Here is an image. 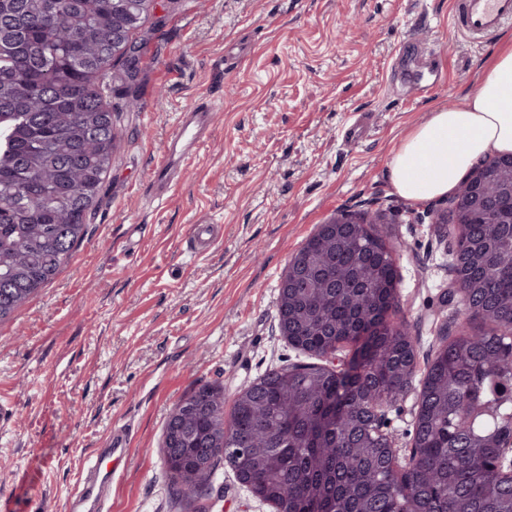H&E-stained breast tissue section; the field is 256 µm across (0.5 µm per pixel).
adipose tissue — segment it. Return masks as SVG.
I'll return each mask as SVG.
<instances>
[{
	"label": "adipose tissue",
	"mask_w": 512,
	"mask_h": 512,
	"mask_svg": "<svg viewBox=\"0 0 512 512\" xmlns=\"http://www.w3.org/2000/svg\"><path fill=\"white\" fill-rule=\"evenodd\" d=\"M512 154V38L498 50L478 91L434 108L391 151L388 178L410 201L453 194L472 168Z\"/></svg>",
	"instance_id": "1"
}]
</instances>
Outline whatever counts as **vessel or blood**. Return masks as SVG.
<instances>
[{
	"mask_svg": "<svg viewBox=\"0 0 512 512\" xmlns=\"http://www.w3.org/2000/svg\"><path fill=\"white\" fill-rule=\"evenodd\" d=\"M451 23L464 36H488L512 23V0H457ZM215 119L209 107L198 105L181 111L173 133L169 136L164 157L152 170L150 186L156 197H164L168 189L187 172L197 151L207 140ZM219 239L217 225L194 224L188 244L198 255L212 251Z\"/></svg>",
	"mask_w": 512,
	"mask_h": 512,
	"instance_id": "1",
	"label": "vessel or blood"
}]
</instances>
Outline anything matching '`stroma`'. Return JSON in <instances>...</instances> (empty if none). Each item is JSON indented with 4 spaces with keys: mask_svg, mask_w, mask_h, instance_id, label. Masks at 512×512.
<instances>
[{
    "mask_svg": "<svg viewBox=\"0 0 512 512\" xmlns=\"http://www.w3.org/2000/svg\"><path fill=\"white\" fill-rule=\"evenodd\" d=\"M452 0H159L133 32L140 62L110 73L118 137L104 198L56 277L0 322V501L8 512H94L73 491L100 463L104 512H275L226 464L207 495L173 494L162 459L173 407L203 384L225 404L264 373L308 362L278 327V283L334 214L385 211L398 311L424 378L444 340L470 332L445 199L408 201L392 148L437 106L474 94L499 36L466 40ZM217 120L184 179L152 198L179 111ZM223 227L189 252L191 225ZM417 396L387 409L395 451L413 444ZM125 453L108 455L113 427Z\"/></svg>",
    "mask_w": 512,
    "mask_h": 512,
    "instance_id": "1",
    "label": "stroma"
}]
</instances>
